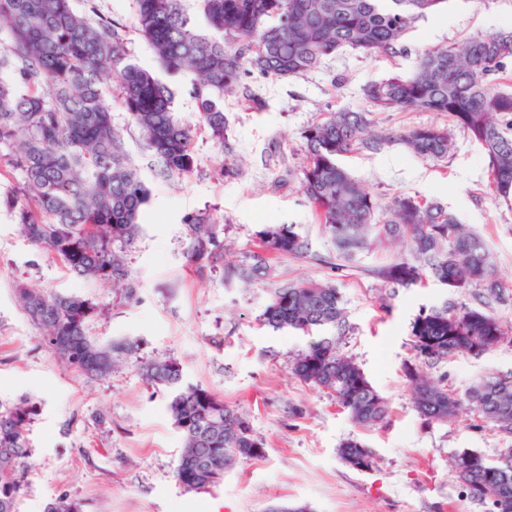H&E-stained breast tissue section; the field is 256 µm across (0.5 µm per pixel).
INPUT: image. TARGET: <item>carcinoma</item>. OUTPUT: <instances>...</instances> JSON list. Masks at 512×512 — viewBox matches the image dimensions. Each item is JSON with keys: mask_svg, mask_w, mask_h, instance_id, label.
I'll return each mask as SVG.
<instances>
[{"mask_svg": "<svg viewBox=\"0 0 512 512\" xmlns=\"http://www.w3.org/2000/svg\"><path fill=\"white\" fill-rule=\"evenodd\" d=\"M79 12L71 0H0V170L21 176L9 207L31 243L45 247L78 279L105 287L127 280V249L141 230L149 193L133 165L121 131L112 124L106 81L117 83L121 101L144 145L159 158L165 176L194 170L193 134L172 111L173 91L155 71L136 63L119 33L120 23L99 12L95 0ZM198 15L182 0H136L135 29L154 49L170 78L192 73L199 123L225 141L224 96L241 90L259 107L241 75L294 77L317 68L343 49L388 53L415 19L447 0H196ZM512 56V28L457 46L424 51L409 75L394 74L368 84L365 98L382 112H446L468 130L488 157L490 183L512 198V93L489 77ZM308 162L301 186L325 226L340 260L352 263L372 240L406 239L412 258L380 264L375 274L394 287L421 286L431 277L461 293L480 288L484 304L500 300L504 286L484 240L466 229L438 202L398 195L383 206L338 164L359 148L402 142L422 158L448 155V131L436 126L399 135H376L364 112L342 110L304 131ZM194 262L220 248L218 225L203 213L185 219ZM259 251L247 267L227 271L261 281L270 254L302 255L306 240L291 225H268L257 234ZM30 321L44 332L45 346L81 374L103 378L120 357L139 346L132 340L101 344L87 332L93 304L76 295L19 289ZM274 329L310 335L338 329L344 311L336 288L315 280L274 290L264 312ZM414 362L406 374L414 384L417 412L427 421L455 415L461 400L421 375L420 365L458 355L481 357L507 335L493 313L462 301L422 311L411 330ZM151 385L171 392L169 411L185 439L175 477L188 490H204L241 458L263 456V443L243 418L208 389L183 383L173 359L141 364ZM293 373L336 396L358 424L376 426L388 402L358 365L323 335L298 355ZM480 420L512 435V376L480 379L466 394ZM29 412L0 410V512H16L20 468L29 463ZM340 458L353 469H369L374 452L356 439L343 441ZM453 468L470 498L490 500L493 512H512V456L494 459L477 450L457 454Z\"/></svg>", "mask_w": 512, "mask_h": 512, "instance_id": "obj_1", "label": "carcinoma"}]
</instances>
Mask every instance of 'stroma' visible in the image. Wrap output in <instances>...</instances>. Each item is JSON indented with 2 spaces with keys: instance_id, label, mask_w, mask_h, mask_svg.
Segmentation results:
<instances>
[{
  "instance_id": "35a3bbf8",
  "label": "stroma",
  "mask_w": 512,
  "mask_h": 512,
  "mask_svg": "<svg viewBox=\"0 0 512 512\" xmlns=\"http://www.w3.org/2000/svg\"><path fill=\"white\" fill-rule=\"evenodd\" d=\"M121 26L133 59L157 68L151 46L134 31L135 0H98ZM512 27V0H448L416 19L393 52L344 48L308 73L245 78L260 108L224 99L227 143L198 125L193 74L171 84L173 109L194 129L196 168L190 176L161 177L158 162L119 95L112 122L150 196L141 233L127 253L125 287L112 289L73 277L61 261L21 233L5 199L19 176L0 174V409L33 408L28 440L32 467L16 512H46L66 497L82 512H269L305 506L309 512H491L471 500L452 469L456 453L475 448L486 457L512 448L506 436L464 409L448 422H426L414 408L404 375L414 357L411 326L422 310L454 300L437 282L393 288L373 273L380 262L409 257L406 244L377 241L356 263L339 266L336 248L301 187L304 130L331 113L367 112L374 133L401 134L419 126L448 129L445 158H422L397 142L344 155L340 165L381 203L398 195L440 202L489 246L505 298L492 308L510 341L480 358L460 355L426 366V376L457 394L486 374H512V202L499 199L488 179V159L469 132L444 112H381L363 95L366 84L411 73L418 55ZM235 159L241 173L221 167ZM205 212L221 227V257L188 256L187 215ZM268 224H293L306 254L271 257L264 282L224 280L228 266L251 262L256 234ZM315 279L333 284L344 308L338 352L351 358L389 403L383 425L357 424L334 395L297 378L296 356L312 339L262 322L275 288ZM89 298L96 307L89 334L101 343L138 342L135 359L91 380L48 350L18 301V290ZM477 305L476 289L460 296ZM177 361L185 383L216 394L246 419L265 454L240 459L223 479L189 491L175 477L184 446L168 411L170 396L149 385L139 361ZM354 438L372 448V469L356 471L338 456Z\"/></svg>"
}]
</instances>
